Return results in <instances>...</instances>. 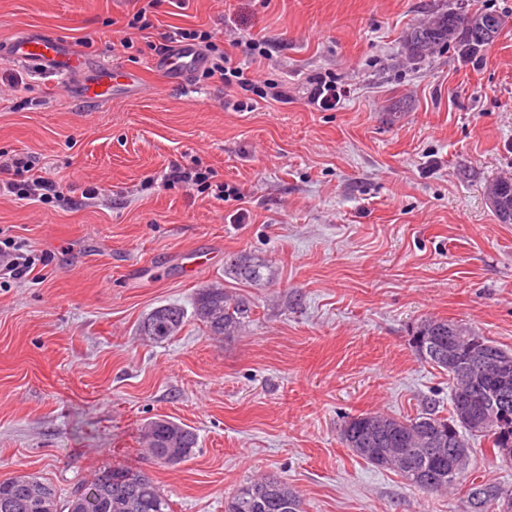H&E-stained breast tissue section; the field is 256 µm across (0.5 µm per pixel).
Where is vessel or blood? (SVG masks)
<instances>
[{
	"instance_id": "1",
	"label": "vessel or blood",
	"mask_w": 512,
	"mask_h": 512,
	"mask_svg": "<svg viewBox=\"0 0 512 512\" xmlns=\"http://www.w3.org/2000/svg\"><path fill=\"white\" fill-rule=\"evenodd\" d=\"M0 53L50 78L80 75L77 96L89 104L133 96L141 87L140 73L118 70L109 65L89 67L70 42L47 30L31 29L19 33L0 44ZM155 66L169 83L182 85L204 68L205 60L197 47L174 43L158 57Z\"/></svg>"
}]
</instances>
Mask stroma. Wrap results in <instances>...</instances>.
Wrapping results in <instances>:
<instances>
[{
    "instance_id": "35a3bbf8",
    "label": "stroma",
    "mask_w": 512,
    "mask_h": 512,
    "mask_svg": "<svg viewBox=\"0 0 512 512\" xmlns=\"http://www.w3.org/2000/svg\"><path fill=\"white\" fill-rule=\"evenodd\" d=\"M137 0H0V42L28 28L68 38L89 63L134 66L136 96L76 104L71 80L0 56V155H30L63 195L0 192V229L47 254L0 286V478L32 474L60 499L106 467H140L174 512H225L246 482H287L306 512H459L467 487L426 496L355 456L347 418L448 413V375L415 352L427 318L468 324L512 350V224L487 185L512 179V0H163L144 31ZM443 9L505 24L466 58H404L406 34ZM216 33L258 85L286 100L224 107V86L169 85L146 42L171 27ZM132 37L137 63L110 51ZM269 56L253 61L251 39ZM334 80L332 108L312 81ZM211 168L226 192L165 180ZM217 252L187 278L184 259ZM247 254L268 279L224 275ZM219 282L253 311L233 338L195 318L169 341L140 331L156 307L191 308ZM192 427L194 456L143 458L144 423ZM466 477L512 486V466L472 441Z\"/></svg>"
}]
</instances>
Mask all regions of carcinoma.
Masks as SVG:
<instances>
[{
	"instance_id": "cac0c4a2",
	"label": "carcinoma",
	"mask_w": 512,
	"mask_h": 512,
	"mask_svg": "<svg viewBox=\"0 0 512 512\" xmlns=\"http://www.w3.org/2000/svg\"><path fill=\"white\" fill-rule=\"evenodd\" d=\"M457 44L472 51L488 46L470 37V28L464 23L461 12L450 9L434 19L412 28L405 41V49L415 59L428 57L441 46ZM265 262L245 254L229 256L224 265V275L235 280L259 282L267 276ZM252 312L251 303L243 298L230 297L223 288L212 286L200 289L194 300L193 315L209 334L230 338L239 333ZM186 311L179 305L157 307L155 324L147 336L162 342L171 339L183 327ZM474 333V329L459 322L444 319H424L413 333L414 338L426 349L421 359L448 372L450 385L449 416L441 417L433 410H426L411 419L385 417L394 432L391 439L362 444L356 456L373 467L396 473L411 487L423 490L424 484L434 482L433 493L442 494L455 488L464 478L465 471L448 468L452 449L448 441L460 440L461 452H472L470 440L485 438L492 444L494 454H499L503 441L498 428L491 426L482 431L461 418L463 396L470 397L478 390H491L495 382L478 378L448 364V358L431 354L437 348L448 352V336L461 339ZM456 432L448 435V425ZM178 432L176 447L183 460H189L197 447L195 431L176 422L157 418L145 426L144 438L148 457L154 458L165 451L172 432ZM300 496L288 484L276 477H262L241 486L227 505L226 512H295L294 505ZM75 489L65 504H59L57 491L52 484L40 479L31 485L22 478H5L0 481V512H172L170 500L160 486L141 468L114 467L107 477V485L100 497L86 501ZM461 512H512V487L484 482L473 484L462 501Z\"/></svg>"
}]
</instances>
